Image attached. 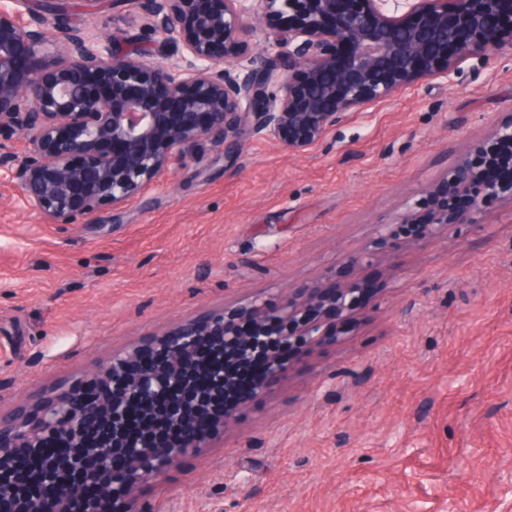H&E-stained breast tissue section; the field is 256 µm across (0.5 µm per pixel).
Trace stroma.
<instances>
[{"instance_id":"1","label":"stroma","mask_w":512,"mask_h":512,"mask_svg":"<svg viewBox=\"0 0 512 512\" xmlns=\"http://www.w3.org/2000/svg\"><path fill=\"white\" fill-rule=\"evenodd\" d=\"M71 25L135 39L136 0H67ZM512 116V47L453 83L351 114L302 153L253 139L185 159L120 221L46 224L0 183V406L38 410L93 365L261 295L354 288L336 342L300 346L206 447L150 478L140 512H512V203L439 234L448 171ZM462 205L461 199H448L447 194L443 198H439L434 211L432 224H424V228H430V231L435 234L438 232L442 224H450V221L457 215L455 210L448 209V206L460 207Z\"/></svg>"}]
</instances>
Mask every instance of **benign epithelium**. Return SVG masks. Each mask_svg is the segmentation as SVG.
<instances>
[{
    "label": "benign epithelium",
    "instance_id": "benign-epithelium-1",
    "mask_svg": "<svg viewBox=\"0 0 512 512\" xmlns=\"http://www.w3.org/2000/svg\"><path fill=\"white\" fill-rule=\"evenodd\" d=\"M42 2L26 18L23 0L0 3V136L25 141L20 154L0 142V181L49 224L106 208L118 220L206 148L241 158L256 137L305 152L349 112L428 78L449 82L468 57L512 46V0H405L401 16L387 13L388 0H137L156 62L71 26L57 0ZM265 28L272 39L251 45ZM490 140L511 145L512 121L494 124ZM494 166L503 173L485 179L467 160L451 181L512 200V161ZM455 216L440 198L428 228ZM356 301L353 288H301L286 336L337 338L317 317L343 321ZM267 333L254 297L113 354L89 373L91 395L36 394L35 420L0 408V512H137L136 485L205 447L224 420L206 410L226 379L214 352L244 361ZM179 428L189 430L181 441L166 439Z\"/></svg>",
    "mask_w": 512,
    "mask_h": 512
}]
</instances>
